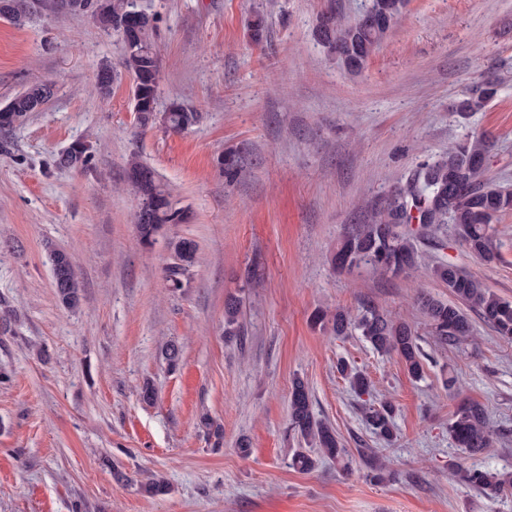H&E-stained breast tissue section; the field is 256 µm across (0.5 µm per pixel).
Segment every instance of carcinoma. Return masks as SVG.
Returning a JSON list of instances; mask_svg holds the SVG:
<instances>
[{
    "label": "carcinoma",
    "instance_id": "cac0c4a2",
    "mask_svg": "<svg viewBox=\"0 0 512 512\" xmlns=\"http://www.w3.org/2000/svg\"><path fill=\"white\" fill-rule=\"evenodd\" d=\"M84 2L86 6L74 9L73 0H0V17L20 25L36 15L66 12L93 16L100 27L118 39L124 69L132 79L136 124L141 128L160 126L178 133L196 123L198 113L178 102L171 103L163 112L158 109L162 69L156 45L157 18L142 14L137 30L126 37L123 26L129 14L136 11L133 0H102L100 8L95 7L97 0ZM403 7L404 0H371L365 11L353 20L330 9L319 18L316 41L336 57L344 71L359 74L398 21ZM114 80L112 69L101 67L97 75L99 93L110 94ZM51 88L50 84L32 86L9 101L12 111L0 112L1 154L10 153L15 130L50 100ZM497 92L498 82L494 79L474 85L456 100L454 111L461 116L480 112ZM492 150L490 136L475 133L448 146V152L442 156L421 163L407 186L395 189L376 209L369 223L354 224L347 229L332 255L334 268L347 273L367 268L394 277L416 269L422 252L416 234L407 229L410 224L432 232L451 224L471 255L486 263L497 260L495 222L501 215L512 212V191L487 178ZM221 167L224 176L234 180L241 172L239 155L232 150L226 152ZM127 181L140 198L152 202L150 209L140 210L136 216V228L143 244H152L165 225L187 220L182 210L174 206L154 170L135 154L127 163ZM173 251L176 262L165 269V279L172 287L179 288L196 262L197 246L190 239L180 238L173 242ZM49 260L57 301L65 309H77L81 289L70 255L62 249H52ZM430 271L453 296L451 301L426 294L418 297L438 345L454 347L466 340L471 331L469 310L479 314L498 340L512 342V300L498 296L452 261H439ZM240 317V299L228 296L224 301V335L244 334ZM314 323L336 336L356 333L377 352L397 356L411 377L422 376L426 355L415 332L407 323L391 319L369 302L362 304L356 318L342 310L334 313L321 310L314 314ZM337 370L349 380L355 392L362 395L369 392L368 379L346 362L338 361ZM365 423L376 438L392 441L394 424L390 405L383 403L368 408ZM288 429L323 458L339 461L346 455L336 430L315 418L308 389L299 378L292 384ZM448 432L462 453L482 452L490 446L492 437L485 406L475 401L457 406L448 423ZM453 473L463 484L492 495L512 492V475L485 472L461 463Z\"/></svg>",
    "mask_w": 512,
    "mask_h": 512
}]
</instances>
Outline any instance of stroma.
Returning a JSON list of instances; mask_svg holds the SVG:
<instances>
[{
  "label": "stroma",
  "instance_id": "obj_1",
  "mask_svg": "<svg viewBox=\"0 0 512 512\" xmlns=\"http://www.w3.org/2000/svg\"><path fill=\"white\" fill-rule=\"evenodd\" d=\"M328 1L138 0L158 19L159 109L178 101L201 114L179 134L136 129L130 78L97 94L100 67L121 73L123 64L90 16L0 18V106L53 84L15 131L14 153L0 155V299L13 312L0 332V512H512V498L455 479L449 464L462 455L448 434L459 402H481L494 443L466 463L512 471V343L474 314L467 340L440 348L417 297L449 293L426 269L348 274L329 260L346 225L369 222L419 163L468 133L494 137L488 175L512 190V0H407L357 77L315 40ZM491 75L499 90L485 110L453 112L463 90ZM77 139L92 147L89 167H56ZM230 148L244 162L231 183L219 164ZM134 153L190 213L149 246L126 181ZM496 230L494 263L451 232L425 256L464 266L512 300V212ZM176 238L197 245L178 288L164 277ZM55 248L74 260L78 309L55 297ZM231 294L243 300L245 333L229 339ZM367 300L415 330L428 355L422 378L311 321L320 309L358 315ZM170 341L183 349L174 371L162 357ZM341 359L366 374L370 394L351 391ZM297 377L349 469L328 459L290 467L301 446L288 430ZM146 382L150 404L140 398ZM383 401L394 408L389 444L363 418ZM204 415L223 425L221 447ZM370 453L386 466L383 481L371 477ZM152 475L168 480L167 495L141 490Z\"/></svg>",
  "mask_w": 512,
  "mask_h": 512
}]
</instances>
